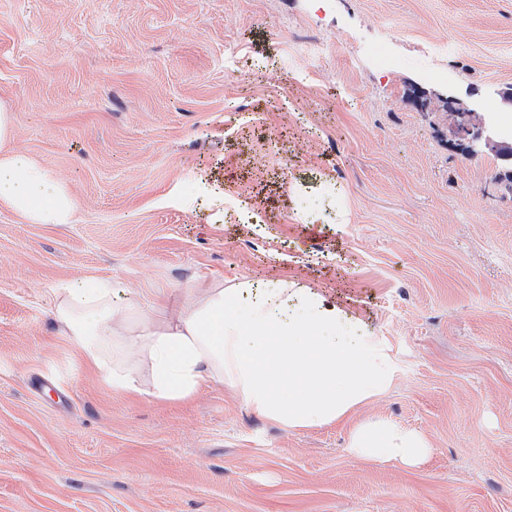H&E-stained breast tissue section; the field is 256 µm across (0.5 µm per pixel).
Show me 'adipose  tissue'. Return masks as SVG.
<instances>
[{"mask_svg":"<svg viewBox=\"0 0 512 512\" xmlns=\"http://www.w3.org/2000/svg\"><path fill=\"white\" fill-rule=\"evenodd\" d=\"M13 118L0 102V205L28 224L72 223L77 203L52 174L9 150ZM165 292L119 296L111 280L64 285L53 318L71 343L118 392L141 393L136 369L152 377L150 396L184 400L224 383L254 414L291 430L328 426L391 389L400 362L387 336L363 330L342 305L297 278L269 288L239 276L185 289L165 324L153 315ZM127 336L114 363L109 349ZM349 453L370 463L414 467L430 456L427 437L385 419L362 421L349 433Z\"/></svg>","mask_w":512,"mask_h":512,"instance_id":"ef3b65f1","label":"adipose tissue"}]
</instances>
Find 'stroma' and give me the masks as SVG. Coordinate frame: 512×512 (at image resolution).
I'll return each instance as SVG.
<instances>
[{
	"label": "stroma",
	"mask_w": 512,
	"mask_h": 512,
	"mask_svg": "<svg viewBox=\"0 0 512 512\" xmlns=\"http://www.w3.org/2000/svg\"><path fill=\"white\" fill-rule=\"evenodd\" d=\"M507 85L512 0H0L10 147L78 205L0 206V512H512V170L456 125L512 119ZM285 271L388 337L402 372L352 422L427 463L219 382L116 393L51 316L66 282ZM349 453L370 463H397L414 467L430 456L432 446L427 437L385 419L362 421L349 433Z\"/></svg>",
	"instance_id": "stroma-1"
}]
</instances>
